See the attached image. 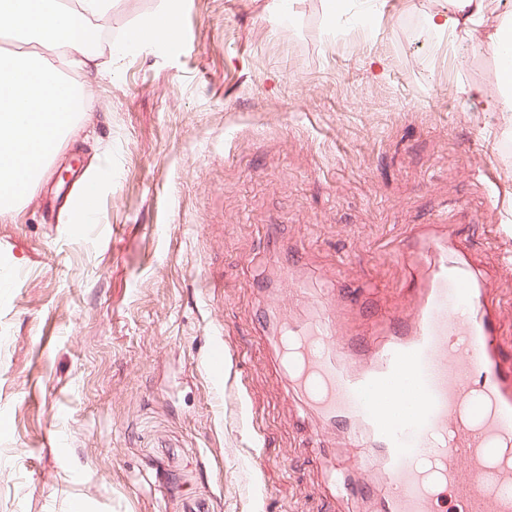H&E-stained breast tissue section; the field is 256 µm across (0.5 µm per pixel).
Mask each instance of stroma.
Instances as JSON below:
<instances>
[{
    "label": "stroma",
    "mask_w": 512,
    "mask_h": 512,
    "mask_svg": "<svg viewBox=\"0 0 512 512\" xmlns=\"http://www.w3.org/2000/svg\"><path fill=\"white\" fill-rule=\"evenodd\" d=\"M162 4L95 20L91 109L0 215V512H361L273 361L288 270L385 311L411 279L388 241L443 214L512 289V128L485 105L512 0L466 39L413 34L444 0H354L341 36L324 0H184L174 50L114 55Z\"/></svg>",
    "instance_id": "35a3bbf8"
}]
</instances>
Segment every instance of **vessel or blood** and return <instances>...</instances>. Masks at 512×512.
Returning a JSON list of instances; mask_svg holds the SVG:
<instances>
[{
    "instance_id": "obj_1",
    "label": "vessel or blood",
    "mask_w": 512,
    "mask_h": 512,
    "mask_svg": "<svg viewBox=\"0 0 512 512\" xmlns=\"http://www.w3.org/2000/svg\"><path fill=\"white\" fill-rule=\"evenodd\" d=\"M392 249L420 268L407 300L373 324V344L343 334L334 289L298 282L310 316L281 323L277 361L290 395L322 430L357 449L362 480L340 497L375 512H512V364L493 298L450 225L409 226Z\"/></svg>"
}]
</instances>
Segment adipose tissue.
<instances>
[{
	"label": "adipose tissue",
	"mask_w": 512,
	"mask_h": 512,
	"mask_svg": "<svg viewBox=\"0 0 512 512\" xmlns=\"http://www.w3.org/2000/svg\"><path fill=\"white\" fill-rule=\"evenodd\" d=\"M182 0H165L162 11L127 32L115 54L148 47L173 48ZM489 0H448L430 18L432 27L471 36L484 21ZM112 0H0V31L31 45L62 46L63 68L36 55L0 54V212L12 210L36 190L41 172L61 139L88 104L67 74L91 73L98 63L87 47L95 37L92 19L108 14Z\"/></svg>",
	"instance_id": "1"
}]
</instances>
